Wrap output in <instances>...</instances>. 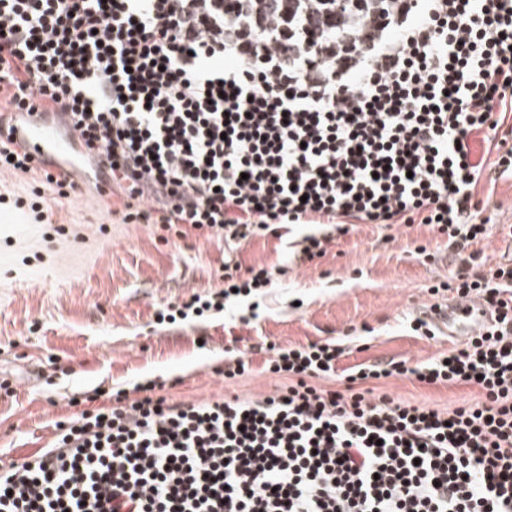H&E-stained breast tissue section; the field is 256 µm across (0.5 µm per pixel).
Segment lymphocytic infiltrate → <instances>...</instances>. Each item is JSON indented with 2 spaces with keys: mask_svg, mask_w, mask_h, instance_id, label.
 I'll list each match as a JSON object with an SVG mask.
<instances>
[{
  "mask_svg": "<svg viewBox=\"0 0 512 512\" xmlns=\"http://www.w3.org/2000/svg\"><path fill=\"white\" fill-rule=\"evenodd\" d=\"M18 110L68 114L126 224L238 243L305 224V261L352 224H428L465 248L491 235L484 174L512 177V0H0V112ZM0 171L59 199L80 188L2 140ZM247 273L158 321L236 317V297L274 281ZM447 287L495 324L348 381L411 374L481 401L321 390L335 343H270L267 371L292 379L274 395H147L54 422L48 446L0 467V512H512V265Z\"/></svg>",
  "mask_w": 512,
  "mask_h": 512,
  "instance_id": "1",
  "label": "lymphocytic infiltrate"
}]
</instances>
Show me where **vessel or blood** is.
Segmentation results:
<instances>
[{"instance_id":"vessel-or-blood-1","label":"vessel or blood","mask_w":512,"mask_h":512,"mask_svg":"<svg viewBox=\"0 0 512 512\" xmlns=\"http://www.w3.org/2000/svg\"><path fill=\"white\" fill-rule=\"evenodd\" d=\"M0 139L19 143L39 160L67 155L76 145L74 135L59 134L56 122L36 113L24 119L0 115ZM428 318L454 340L475 335L493 322L491 310L476 299L449 300L447 305L431 309Z\"/></svg>"}]
</instances>
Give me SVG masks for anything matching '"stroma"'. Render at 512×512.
<instances>
[{"label": "stroma", "mask_w": 512, "mask_h": 512, "mask_svg": "<svg viewBox=\"0 0 512 512\" xmlns=\"http://www.w3.org/2000/svg\"><path fill=\"white\" fill-rule=\"evenodd\" d=\"M35 185L33 175L0 172V454L8 460L45 446L52 422L75 414L68 400L80 392L98 391L101 405L116 390L137 399L134 383L147 381L155 395L186 403L271 395L289 380L264 371V354L253 350L263 342H335L341 372L378 360L425 362L454 343L442 331L417 335L411 319L452 299L441 287L449 276L481 271L424 224H358L310 262L295 257L302 228L285 225L235 252L242 267L278 268L241 320L160 325L162 306L223 289L227 244L186 224L113 222L88 192L40 224L30 209ZM478 198L492 224L512 225V180L481 186ZM228 348L246 355L251 374L224 377ZM359 388L439 409L482 398L473 386L411 375Z\"/></svg>", "instance_id": "35a3bbf8"}]
</instances>
